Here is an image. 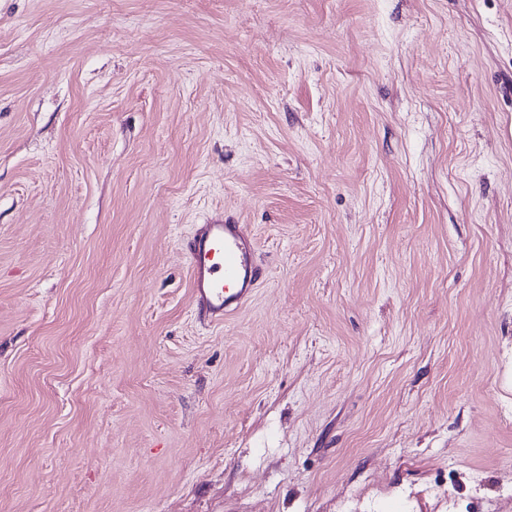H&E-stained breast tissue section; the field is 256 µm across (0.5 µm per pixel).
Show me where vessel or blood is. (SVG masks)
Instances as JSON below:
<instances>
[{
	"label": "vessel or blood",
	"mask_w": 512,
	"mask_h": 512,
	"mask_svg": "<svg viewBox=\"0 0 512 512\" xmlns=\"http://www.w3.org/2000/svg\"><path fill=\"white\" fill-rule=\"evenodd\" d=\"M195 315L220 323L240 311L260 281L256 245L241 224H203L186 244Z\"/></svg>",
	"instance_id": "vessel-or-blood-1"
}]
</instances>
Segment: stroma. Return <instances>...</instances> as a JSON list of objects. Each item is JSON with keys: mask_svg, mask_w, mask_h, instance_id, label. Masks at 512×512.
I'll return each instance as SVG.
<instances>
[{"mask_svg": "<svg viewBox=\"0 0 512 512\" xmlns=\"http://www.w3.org/2000/svg\"><path fill=\"white\" fill-rule=\"evenodd\" d=\"M0 512H512V0H0ZM194 310L220 323L240 311L259 285L256 245L243 224H203L187 241Z\"/></svg>", "mask_w": 512, "mask_h": 512, "instance_id": "1", "label": "stroma"}]
</instances>
